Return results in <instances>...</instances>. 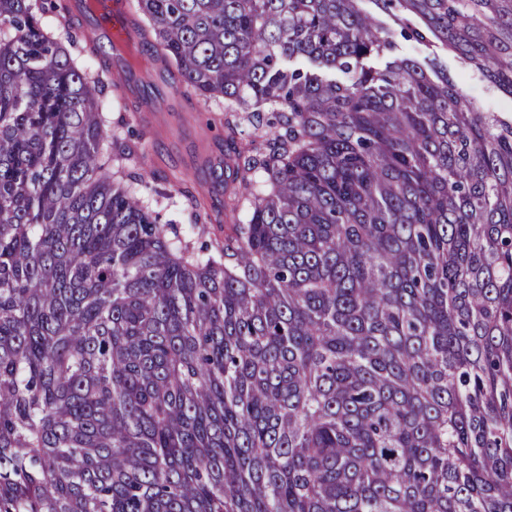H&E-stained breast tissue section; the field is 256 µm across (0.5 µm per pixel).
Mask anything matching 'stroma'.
Listing matches in <instances>:
<instances>
[{"instance_id": "obj_1", "label": "stroma", "mask_w": 512, "mask_h": 512, "mask_svg": "<svg viewBox=\"0 0 512 512\" xmlns=\"http://www.w3.org/2000/svg\"><path fill=\"white\" fill-rule=\"evenodd\" d=\"M179 82L175 74L157 80L161 95L153 105L161 118L128 105L106 112V124L131 137L136 156L118 167L141 177L143 195L162 223L191 240L202 224L210 237L220 239L226 222L224 176L214 162L225 150L224 111L210 100L174 96L171 88Z\"/></svg>"}]
</instances>
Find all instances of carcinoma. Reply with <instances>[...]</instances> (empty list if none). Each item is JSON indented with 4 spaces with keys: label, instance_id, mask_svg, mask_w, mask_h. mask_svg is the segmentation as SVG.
Wrapping results in <instances>:
<instances>
[{
    "label": "carcinoma",
    "instance_id": "carcinoma-1",
    "mask_svg": "<svg viewBox=\"0 0 512 512\" xmlns=\"http://www.w3.org/2000/svg\"><path fill=\"white\" fill-rule=\"evenodd\" d=\"M130 7L232 223L169 234L110 53L0 0V512H512V111L438 62L512 103V0ZM440 61L447 65L448 73L458 75L463 90L476 102V104L485 111H502V102L497 93L491 90L484 82L472 75L466 74L464 68L457 58L452 54L446 56L439 53Z\"/></svg>",
    "mask_w": 512,
    "mask_h": 512
}]
</instances>
